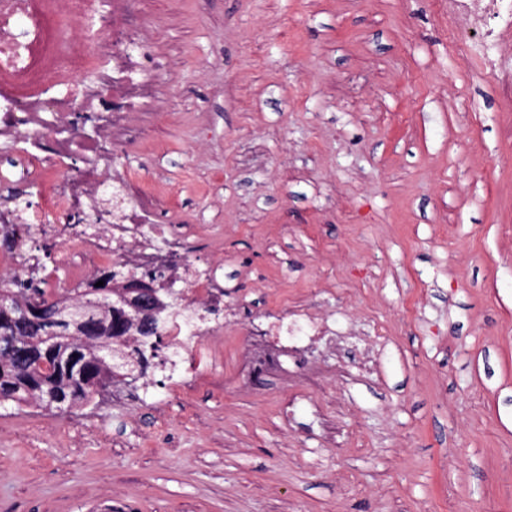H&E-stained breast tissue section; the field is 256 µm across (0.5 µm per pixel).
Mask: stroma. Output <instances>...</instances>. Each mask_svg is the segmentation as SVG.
I'll return each instance as SVG.
<instances>
[{"instance_id": "stroma-1", "label": "stroma", "mask_w": 512, "mask_h": 512, "mask_svg": "<svg viewBox=\"0 0 512 512\" xmlns=\"http://www.w3.org/2000/svg\"><path fill=\"white\" fill-rule=\"evenodd\" d=\"M165 61L118 131L224 265L219 363L94 408L0 406V512H512V111L448 0H142ZM31 234L0 245V279ZM323 320L251 368L273 317Z\"/></svg>"}]
</instances>
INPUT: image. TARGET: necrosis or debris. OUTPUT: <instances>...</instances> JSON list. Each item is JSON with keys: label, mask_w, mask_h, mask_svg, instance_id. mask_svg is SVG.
Here are the masks:
<instances>
[{"label": "necrosis or debris", "mask_w": 512, "mask_h": 512, "mask_svg": "<svg viewBox=\"0 0 512 512\" xmlns=\"http://www.w3.org/2000/svg\"><path fill=\"white\" fill-rule=\"evenodd\" d=\"M448 14L473 33L484 71L511 104L512 61L498 53L497 43L512 27V0H448ZM142 17L140 0H0V138L34 144L50 128L56 166L83 161L77 174L57 181L49 199L25 207L21 223L52 237L82 267L96 269L112 259L135 276L163 273L189 306L217 309L224 289L216 268L197 263L185 239L157 224L144 203L148 190L131 178L120 179L129 200L113 209L111 220L96 217L91 231L71 222L94 211L93 189L117 158L107 129L137 111L148 87L134 79L151 54L139 36ZM74 112L97 113L102 135L90 138L72 127Z\"/></svg>", "instance_id": "1"}]
</instances>
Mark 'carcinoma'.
Returning <instances> with one entry per match:
<instances>
[{"instance_id": "1", "label": "carcinoma", "mask_w": 512, "mask_h": 512, "mask_svg": "<svg viewBox=\"0 0 512 512\" xmlns=\"http://www.w3.org/2000/svg\"><path fill=\"white\" fill-rule=\"evenodd\" d=\"M34 272L30 266L12 280H0V401L69 410L91 404L94 389L104 381L144 377L155 368L161 298L144 328L133 321L127 289L112 287L120 274L117 265L96 278L103 285L59 297L38 287ZM32 294L44 301L36 321L24 312ZM93 328L116 342L98 344L89 333Z\"/></svg>"}]
</instances>
